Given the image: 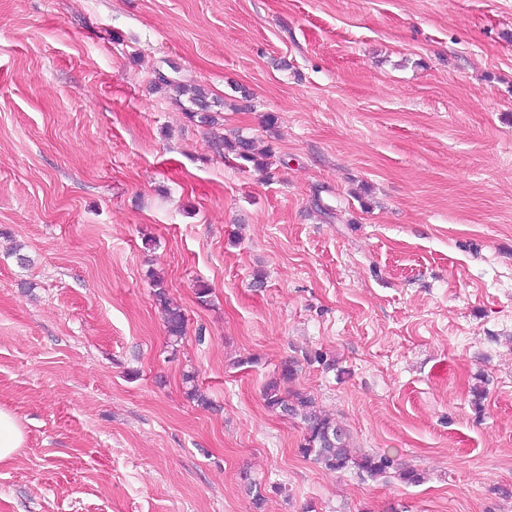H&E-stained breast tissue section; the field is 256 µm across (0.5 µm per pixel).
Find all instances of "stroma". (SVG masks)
<instances>
[{
	"mask_svg": "<svg viewBox=\"0 0 512 512\" xmlns=\"http://www.w3.org/2000/svg\"><path fill=\"white\" fill-rule=\"evenodd\" d=\"M289 358L423 482L304 459ZM0 405V512H512V0H0ZM157 80L159 85L172 89L178 96L188 95L187 101L190 107L185 109V113L190 120L207 127L217 124L215 115L210 112L209 105L206 103V94L202 88L185 84L179 77H168L163 74H158ZM194 107L197 109L195 110ZM218 139V148H222V150H227L234 154L238 159H241L245 162H251L257 167L263 165V162L258 159V155L254 152L255 145L252 138H247L238 135L233 141L224 139V137H220ZM150 276L154 288L153 295L155 301L162 308L166 316L165 327L168 338L173 342H178L185 335V315L177 300L170 295L164 277L157 273H152ZM25 443V436L14 412L0 406V462L11 460Z\"/></svg>",
	"mask_w": 512,
	"mask_h": 512,
	"instance_id": "35a3bbf8",
	"label": "stroma"
}]
</instances>
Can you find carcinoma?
I'll list each match as a JSON object with an SVG mask.
<instances>
[{
    "instance_id": "cac0c4a2",
    "label": "carcinoma",
    "mask_w": 512,
    "mask_h": 512,
    "mask_svg": "<svg viewBox=\"0 0 512 512\" xmlns=\"http://www.w3.org/2000/svg\"><path fill=\"white\" fill-rule=\"evenodd\" d=\"M157 80L159 85L173 90L177 95L188 96L190 107L185 109V113L190 120L207 127L216 124L215 115L209 110L206 94L202 88L185 84L178 77H168L161 73L158 74ZM218 147L231 152L245 162H251L258 167L263 165L255 153L254 141L250 138L240 135L232 141L221 138L218 140ZM151 280L155 301L166 316L168 338L177 342L185 335V315L177 300L170 295L164 277L153 273ZM298 367V361L294 359L282 362L278 375L266 383L263 397L270 411L283 417L297 419L303 425V436L298 448L303 458L336 472L356 469L374 478L392 470L405 484L422 482L423 477L417 470L404 466L386 453H353L344 429L329 416L313 409L312 401L306 396L289 388V384L297 375ZM183 383L188 399L200 406L210 405V401L200 392L196 384L195 373L184 374Z\"/></svg>"
}]
</instances>
